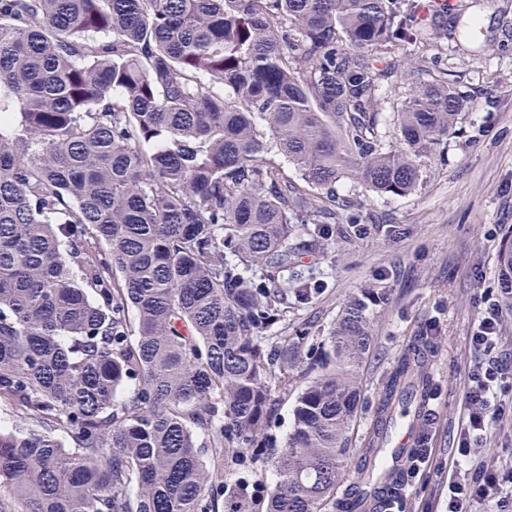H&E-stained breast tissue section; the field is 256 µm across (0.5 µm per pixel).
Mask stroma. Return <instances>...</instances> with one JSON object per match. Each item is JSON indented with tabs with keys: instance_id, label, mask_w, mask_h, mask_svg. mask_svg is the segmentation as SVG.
<instances>
[{
	"instance_id": "stroma-1",
	"label": "stroma",
	"mask_w": 512,
	"mask_h": 512,
	"mask_svg": "<svg viewBox=\"0 0 512 512\" xmlns=\"http://www.w3.org/2000/svg\"><path fill=\"white\" fill-rule=\"evenodd\" d=\"M472 30L466 39L428 40L398 53L409 66L433 62L460 90H484L462 112L455 133L422 162L417 188L407 195H379L340 185L337 196L354 195L364 232L337 212L335 234L303 256L324 283L307 303L292 304L289 328L308 326L328 336L348 298L364 288L385 290L388 301L372 307L374 342L365 370L364 403L351 434L358 457L373 433V407L384 376L416 336H434L430 366L437 383L430 458L409 474L403 512H446L448 464L456 457L469 364L479 354L469 344L478 319L480 289L497 285L498 255L512 234V0H468ZM358 223V224H359ZM509 407L495 420L481 461L512 460V391ZM225 480L243 479L255 499L275 480L269 456L232 466Z\"/></svg>"
}]
</instances>
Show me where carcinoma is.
I'll return each mask as SVG.
<instances>
[{
    "mask_svg": "<svg viewBox=\"0 0 512 512\" xmlns=\"http://www.w3.org/2000/svg\"><path fill=\"white\" fill-rule=\"evenodd\" d=\"M464 16L448 0H0V512H254L224 467L273 447L297 379L266 512H388L407 469L379 449L396 407L421 415L434 392V337L385 377L338 498L385 294L352 296L324 340L262 333L315 293L301 256L333 235L336 184L411 192L474 102L392 52L455 41ZM402 74L393 149L382 105ZM499 262L512 288V236ZM300 387L289 386L288 397L282 399L281 406L279 409L278 418L271 428V433L276 437L277 443L279 444L291 431L292 428V408L294 399L299 391Z\"/></svg>",
    "mask_w": 512,
    "mask_h": 512,
    "instance_id": "obj_1",
    "label": "carcinoma"
}]
</instances>
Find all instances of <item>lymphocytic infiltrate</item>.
Segmentation results:
<instances>
[{
	"instance_id": "lymphocytic-infiltrate-1",
	"label": "lymphocytic infiltrate",
	"mask_w": 512,
	"mask_h": 512,
	"mask_svg": "<svg viewBox=\"0 0 512 512\" xmlns=\"http://www.w3.org/2000/svg\"><path fill=\"white\" fill-rule=\"evenodd\" d=\"M480 316L470 336V345L484 358L470 365L464 391L465 417L458 437V460L448 468V512H470L477 503L499 502L512 493V464L487 466L478 463L491 423L501 411V396L512 390V371L498 356L503 308L495 289L480 294ZM474 464L472 474L462 471V463Z\"/></svg>"
}]
</instances>
